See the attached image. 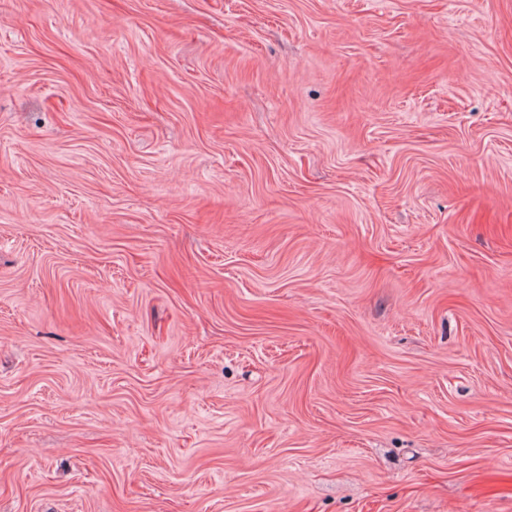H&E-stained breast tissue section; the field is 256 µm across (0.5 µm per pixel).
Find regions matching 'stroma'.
Here are the masks:
<instances>
[{"instance_id": "stroma-1", "label": "stroma", "mask_w": 512, "mask_h": 512, "mask_svg": "<svg viewBox=\"0 0 512 512\" xmlns=\"http://www.w3.org/2000/svg\"><path fill=\"white\" fill-rule=\"evenodd\" d=\"M0 512H512V0H0Z\"/></svg>"}]
</instances>
